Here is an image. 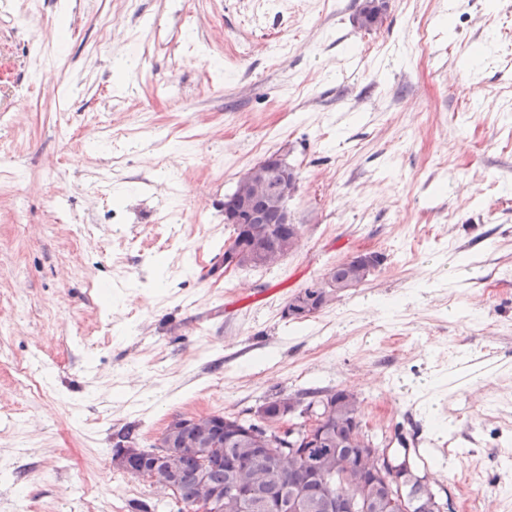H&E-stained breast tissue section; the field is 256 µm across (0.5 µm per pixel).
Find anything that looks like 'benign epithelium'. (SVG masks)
I'll use <instances>...</instances> for the list:
<instances>
[{
    "mask_svg": "<svg viewBox=\"0 0 512 512\" xmlns=\"http://www.w3.org/2000/svg\"><path fill=\"white\" fill-rule=\"evenodd\" d=\"M296 189L295 174L286 163L271 167L260 160L240 176L238 190L224 197V223L265 224L273 216L276 223L285 229L280 241L293 244L297 242L299 233L288 209V200ZM263 256V251L256 248L245 234L225 254L224 270L253 265ZM320 292L319 284L299 290L283 308V317L302 319L315 314L325 304V299L318 298ZM323 405L319 412L309 410L301 426L291 423V418L301 407V403L293 398L282 401L273 414L264 407L257 408L253 412V420L263 424L266 434L288 440V463L291 464L305 459L310 449L322 446L328 424L337 422L346 426L359 422L357 416L351 419L335 414V403L330 396L324 399ZM223 429L224 416L221 414L177 416L168 421L156 449L146 450L131 438L123 439L112 450L111 464L113 468L171 496L178 490L182 458L200 448L201 441ZM152 455L163 459L164 468L158 470L148 463ZM319 468L330 472L349 470L352 473V493L327 496L317 503L311 502L303 491L294 493L286 502L281 498L259 499L257 492L263 484L262 475L249 466H239L229 471L224 487L200 480L187 512H238L244 503L255 498L266 512H281L285 508L292 512H355L358 506L364 512H379L381 509L416 512L421 505L427 512H444L445 505L437 499L429 475L414 472L408 455L391 456L366 439L361 440L359 454L352 464L348 465L331 454L320 460ZM382 478L390 485L389 493L385 499H376L371 492Z\"/></svg>",
    "mask_w": 512,
    "mask_h": 512,
    "instance_id": "obj_1",
    "label": "benign epithelium"
}]
</instances>
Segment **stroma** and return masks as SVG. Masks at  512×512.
Here are the masks:
<instances>
[{"label": "stroma", "mask_w": 512, "mask_h": 512, "mask_svg": "<svg viewBox=\"0 0 512 512\" xmlns=\"http://www.w3.org/2000/svg\"><path fill=\"white\" fill-rule=\"evenodd\" d=\"M361 2L0 0V512H177L120 432L309 388L355 391L451 512H512V0H384L370 31ZM272 153L301 245L213 276ZM343 267L344 265L342 263L332 266L319 284H311L299 290L295 296L290 298L287 302L288 304L286 303L287 305L283 308V317L286 319H302L315 314L325 304L324 295L317 300L318 294L323 292L321 285L323 288L327 289V293L329 294L328 301L324 307L327 306L335 299V295L341 292L336 291V286L333 287L332 283H335L340 277H344L342 274H347V270H344ZM314 291L317 292L312 296L311 293Z\"/></svg>", "instance_id": "obj_1"}]
</instances>
